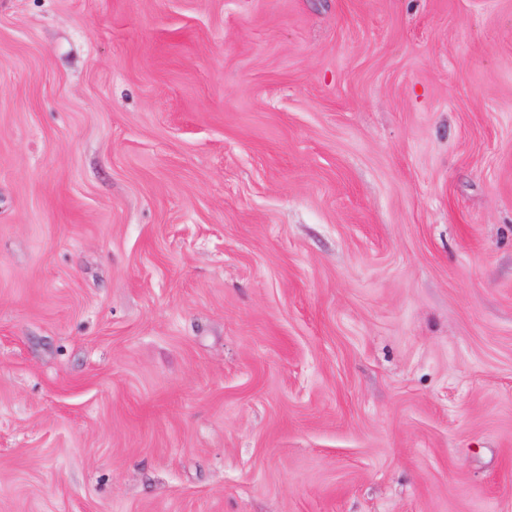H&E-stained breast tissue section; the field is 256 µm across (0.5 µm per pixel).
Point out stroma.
Instances as JSON below:
<instances>
[{
    "label": "stroma",
    "instance_id": "obj_1",
    "mask_svg": "<svg viewBox=\"0 0 512 512\" xmlns=\"http://www.w3.org/2000/svg\"><path fill=\"white\" fill-rule=\"evenodd\" d=\"M0 512H512V0H0Z\"/></svg>",
    "mask_w": 512,
    "mask_h": 512
}]
</instances>
